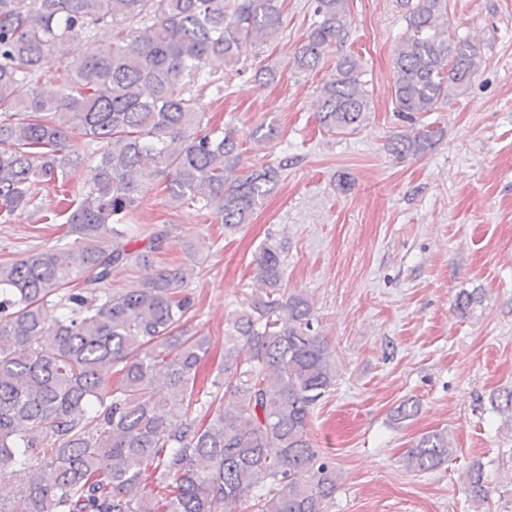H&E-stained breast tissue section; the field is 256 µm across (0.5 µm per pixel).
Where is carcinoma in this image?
<instances>
[{"mask_svg": "<svg viewBox=\"0 0 512 512\" xmlns=\"http://www.w3.org/2000/svg\"><path fill=\"white\" fill-rule=\"evenodd\" d=\"M394 51V111L412 130L392 151L420 157L443 135L420 117L462 95L481 70L475 43L451 38L447 0H406ZM348 0H314L319 17L292 67L315 69L347 26ZM109 23L113 41L95 40ZM283 24L281 0H0V213L78 163L71 142L95 145L86 192L65 223L72 246L32 250L0 263V465L18 482L0 512H325L336 470L310 435L316 404L336 377L334 351L301 294H280L282 246L270 236L254 253L265 285L229 319L224 379L196 391L209 338L183 328L191 309L188 267L161 268L110 291L112 274L148 263L161 247L126 224L140 179L166 174L172 206L200 204L226 228L248 223L274 191L279 166L228 177L239 145L202 126L199 90L242 73L249 49ZM54 57L64 68L43 71ZM22 82L29 96L15 95ZM317 119L344 134L367 119L370 94L352 54L320 91ZM58 296L60 314L45 305ZM462 292L465 315L481 303ZM512 433V391L490 398ZM445 430L426 433L406 467L448 461ZM474 512H486L483 467L466 471Z\"/></svg>", "mask_w": 512, "mask_h": 512, "instance_id": "cac0c4a2", "label": "carcinoma"}]
</instances>
